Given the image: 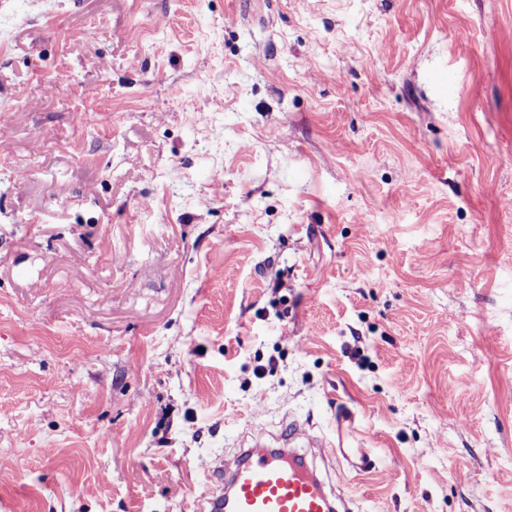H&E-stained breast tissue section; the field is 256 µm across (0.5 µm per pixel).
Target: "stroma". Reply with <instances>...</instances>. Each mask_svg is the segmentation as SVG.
Instances as JSON below:
<instances>
[{"mask_svg": "<svg viewBox=\"0 0 512 512\" xmlns=\"http://www.w3.org/2000/svg\"><path fill=\"white\" fill-rule=\"evenodd\" d=\"M294 421L352 512H512V0H0V512Z\"/></svg>", "mask_w": 512, "mask_h": 512, "instance_id": "stroma-1", "label": "stroma"}]
</instances>
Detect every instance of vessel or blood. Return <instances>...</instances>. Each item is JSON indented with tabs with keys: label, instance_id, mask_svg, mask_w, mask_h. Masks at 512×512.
<instances>
[{
	"label": "vessel or blood",
	"instance_id": "vessel-or-blood-1",
	"mask_svg": "<svg viewBox=\"0 0 512 512\" xmlns=\"http://www.w3.org/2000/svg\"><path fill=\"white\" fill-rule=\"evenodd\" d=\"M204 512H337L338 505L303 459L283 448L248 449L224 466V484Z\"/></svg>",
	"mask_w": 512,
	"mask_h": 512
}]
</instances>
